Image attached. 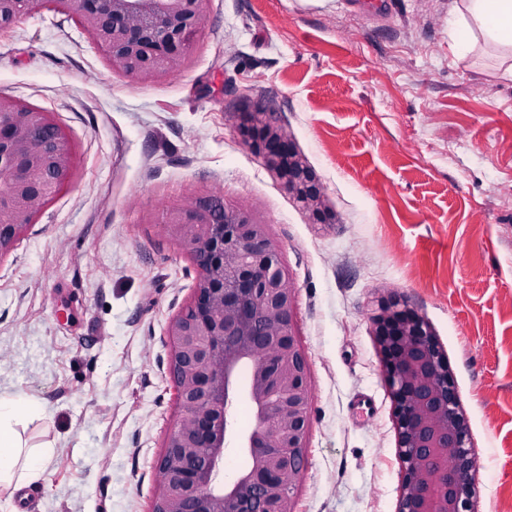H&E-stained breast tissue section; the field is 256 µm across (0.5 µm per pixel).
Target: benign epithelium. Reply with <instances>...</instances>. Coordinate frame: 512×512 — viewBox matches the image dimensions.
Here are the masks:
<instances>
[{
    "instance_id": "benign-epithelium-1",
    "label": "benign epithelium",
    "mask_w": 512,
    "mask_h": 512,
    "mask_svg": "<svg viewBox=\"0 0 512 512\" xmlns=\"http://www.w3.org/2000/svg\"><path fill=\"white\" fill-rule=\"evenodd\" d=\"M41 0H0V28ZM112 68L164 78L187 64L208 0H54ZM50 128L45 144L40 132ZM236 128L282 189L317 224L336 223L323 186L287 129L262 105ZM73 147L48 113L0 96V259L70 178ZM164 229L196 268L190 298L169 323L170 377L180 407L156 464L152 512H296L311 411L307 358L293 331L295 288L267 225L220 195L168 208ZM397 433L396 512H476V461L454 374L434 328L398 300L371 316ZM240 399L254 426L237 432ZM243 464L224 479V454Z\"/></svg>"
}]
</instances>
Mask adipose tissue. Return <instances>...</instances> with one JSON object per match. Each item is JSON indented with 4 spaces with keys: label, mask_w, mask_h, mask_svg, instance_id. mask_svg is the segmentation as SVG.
<instances>
[{
    "label": "adipose tissue",
    "mask_w": 512,
    "mask_h": 512,
    "mask_svg": "<svg viewBox=\"0 0 512 512\" xmlns=\"http://www.w3.org/2000/svg\"><path fill=\"white\" fill-rule=\"evenodd\" d=\"M448 21L462 43L476 40L501 52H512V0H454ZM25 401L0 395V482L11 481L17 441L12 423L23 413L36 414Z\"/></svg>",
    "instance_id": "obj_1"
}]
</instances>
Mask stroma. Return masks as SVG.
<instances>
[{
    "mask_svg": "<svg viewBox=\"0 0 512 512\" xmlns=\"http://www.w3.org/2000/svg\"><path fill=\"white\" fill-rule=\"evenodd\" d=\"M449 0H209L188 65L113 72L74 14L42 0L0 30V95L50 112L69 181L0 261V392L52 446L0 512H150L179 414L171 319L196 271L161 226L186 199L251 208L295 286L311 412L297 512H396L391 402L371 335L381 300L434 327L476 459L477 512L512 507V80L497 50L453 45ZM266 106L317 172L315 224L235 130ZM374 401L372 413L359 407Z\"/></svg>",
    "mask_w": 512,
    "mask_h": 512,
    "instance_id": "stroma-1",
    "label": "stroma"
}]
</instances>
